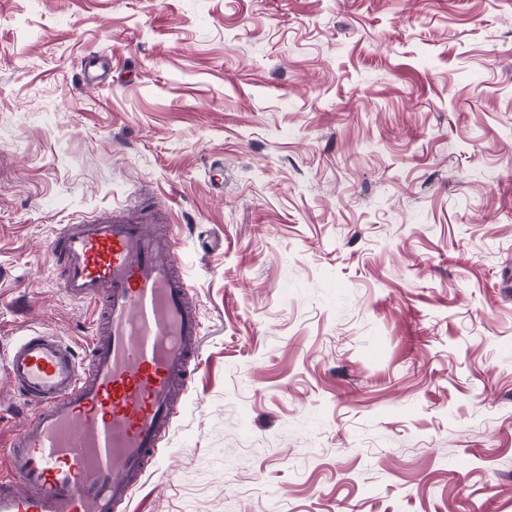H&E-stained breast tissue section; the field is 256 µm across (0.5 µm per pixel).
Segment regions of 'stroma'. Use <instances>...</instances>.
Wrapping results in <instances>:
<instances>
[{
	"label": "stroma",
	"mask_w": 512,
	"mask_h": 512,
	"mask_svg": "<svg viewBox=\"0 0 512 512\" xmlns=\"http://www.w3.org/2000/svg\"><path fill=\"white\" fill-rule=\"evenodd\" d=\"M136 201L202 363L124 512H512V0H0V353ZM110 70V64L97 53L88 55L82 62V81L86 85H92L100 81Z\"/></svg>",
	"instance_id": "stroma-1"
}]
</instances>
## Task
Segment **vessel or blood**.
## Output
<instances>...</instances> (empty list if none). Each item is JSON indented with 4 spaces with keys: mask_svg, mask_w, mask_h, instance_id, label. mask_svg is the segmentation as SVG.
Listing matches in <instances>:
<instances>
[{
    "mask_svg": "<svg viewBox=\"0 0 512 512\" xmlns=\"http://www.w3.org/2000/svg\"><path fill=\"white\" fill-rule=\"evenodd\" d=\"M109 68L88 55L83 83ZM152 219L130 204L49 240L64 294L102 311L89 322L87 357L36 332L0 363L25 416L0 474V512H119L136 482L161 468L175 389L200 365L201 326L177 274L175 237L148 231Z\"/></svg>",
    "mask_w": 512,
    "mask_h": 512,
    "instance_id": "obj_1",
    "label": "vessel or blood"
}]
</instances>
